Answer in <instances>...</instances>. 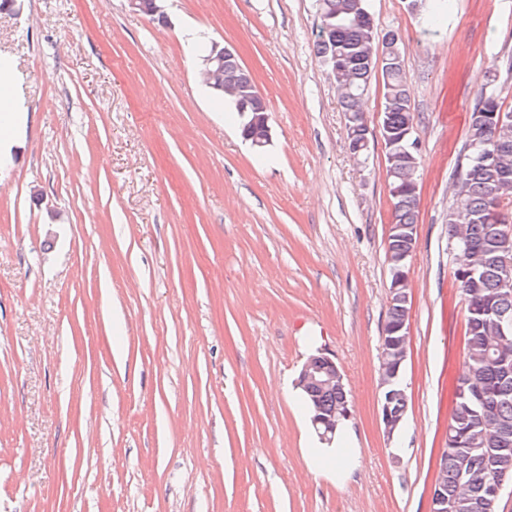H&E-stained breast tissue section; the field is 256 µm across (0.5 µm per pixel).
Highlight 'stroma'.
I'll return each mask as SVG.
<instances>
[{"mask_svg": "<svg viewBox=\"0 0 512 512\" xmlns=\"http://www.w3.org/2000/svg\"><path fill=\"white\" fill-rule=\"evenodd\" d=\"M19 0L0 12L27 122L0 171V512H430L463 365L453 173L512 0L396 31L415 113L407 408L380 422L392 199L382 142L349 150L316 0ZM233 49L269 107L257 154L196 76L184 28ZM335 359L361 467L311 474L291 388Z\"/></svg>", "mask_w": 512, "mask_h": 512, "instance_id": "35a3bbf8", "label": "stroma"}]
</instances>
